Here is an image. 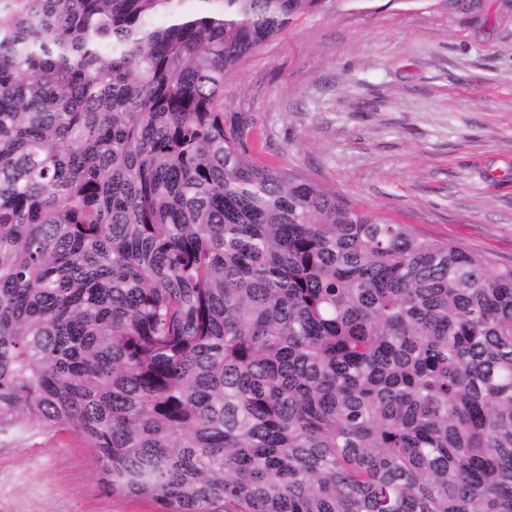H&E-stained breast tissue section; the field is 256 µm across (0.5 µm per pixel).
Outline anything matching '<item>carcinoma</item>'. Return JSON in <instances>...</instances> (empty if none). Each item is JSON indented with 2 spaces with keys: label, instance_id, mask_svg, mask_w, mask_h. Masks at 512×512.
I'll return each mask as SVG.
<instances>
[{
  "label": "carcinoma",
  "instance_id": "obj_1",
  "mask_svg": "<svg viewBox=\"0 0 512 512\" xmlns=\"http://www.w3.org/2000/svg\"><path fill=\"white\" fill-rule=\"evenodd\" d=\"M183 2L0 0V432L162 512H512V266L224 111L340 0Z\"/></svg>",
  "mask_w": 512,
  "mask_h": 512
}]
</instances>
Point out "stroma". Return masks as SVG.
<instances>
[{
    "mask_svg": "<svg viewBox=\"0 0 512 512\" xmlns=\"http://www.w3.org/2000/svg\"><path fill=\"white\" fill-rule=\"evenodd\" d=\"M264 161L357 207L512 265V10L342 0L294 26L224 87ZM0 512H160L105 488L84 443L0 433Z\"/></svg>",
    "mask_w": 512,
    "mask_h": 512,
    "instance_id": "1",
    "label": "stroma"
}]
</instances>
